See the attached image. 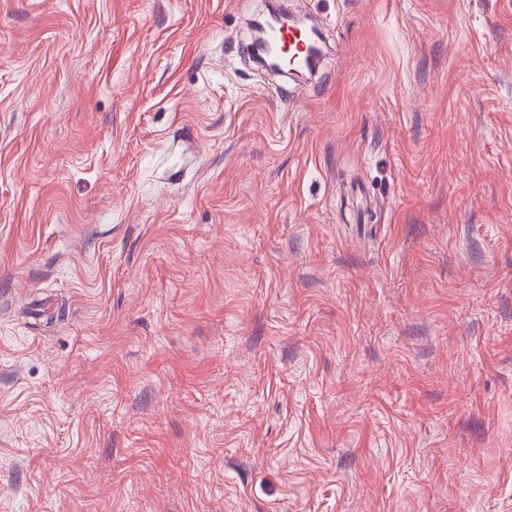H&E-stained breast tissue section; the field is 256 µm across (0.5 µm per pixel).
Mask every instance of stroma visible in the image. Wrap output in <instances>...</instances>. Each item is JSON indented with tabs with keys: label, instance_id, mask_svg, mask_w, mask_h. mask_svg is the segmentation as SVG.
I'll return each mask as SVG.
<instances>
[{
	"label": "stroma",
	"instance_id": "35a3bbf8",
	"mask_svg": "<svg viewBox=\"0 0 512 512\" xmlns=\"http://www.w3.org/2000/svg\"><path fill=\"white\" fill-rule=\"evenodd\" d=\"M287 5L0 0V512H512V0ZM270 39L280 51L285 62L300 60L308 51L309 38L305 31L274 27L270 30Z\"/></svg>",
	"mask_w": 512,
	"mask_h": 512
}]
</instances>
